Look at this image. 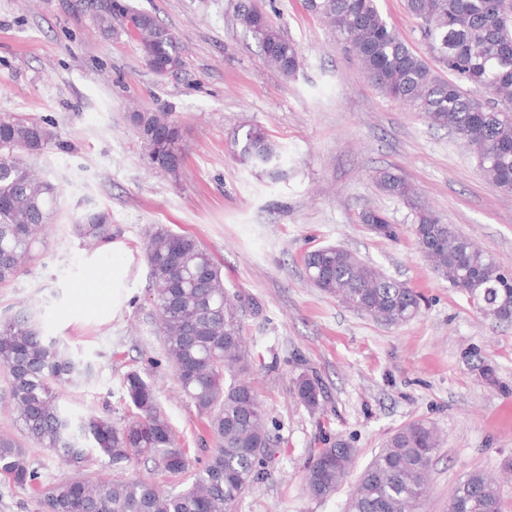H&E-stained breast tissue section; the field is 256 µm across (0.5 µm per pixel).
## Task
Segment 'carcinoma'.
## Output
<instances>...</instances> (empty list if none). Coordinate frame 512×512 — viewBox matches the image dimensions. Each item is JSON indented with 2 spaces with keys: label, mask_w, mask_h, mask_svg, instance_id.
<instances>
[{
  "label": "carcinoma",
  "mask_w": 512,
  "mask_h": 512,
  "mask_svg": "<svg viewBox=\"0 0 512 512\" xmlns=\"http://www.w3.org/2000/svg\"><path fill=\"white\" fill-rule=\"evenodd\" d=\"M305 5L336 32L382 94L455 133L483 176L497 189L512 192V0H406L428 59L387 21L378 0H305ZM120 11L136 16L132 36L155 73L167 75L183 67V45L175 31L149 12L127 4ZM236 16L257 39L269 66L285 76L296 74L297 45L256 10L254 0H238ZM133 123L143 140L155 127L165 130V140L156 144L164 161L152 159L150 164L175 172L182 163L179 129L168 113L139 112ZM53 140L40 122L0 115V283L14 279L21 260L33 257L48 218L59 209V188L24 162V156L41 153ZM235 156L260 175L274 180L284 175L278 147L259 127L248 128L235 141ZM377 184L392 198L409 200L413 195L404 178L388 171L379 174ZM361 222L380 225V235L387 239L400 233L379 210L363 212ZM73 228L90 242L112 235L104 210L82 214ZM412 233L439 276L477 297L487 310L509 316L512 283L490 255L431 209L415 211ZM145 254L166 359L182 391L206 419L215 448L193 468L154 386L137 371L123 378L126 402L136 409L126 424L71 412L60 393L90 379L92 362L47 334L35 312L13 313L0 319V367L9 377L16 421L37 447L55 453L74 470L39 491L40 512H231L238 498L269 475L276 440L246 378L251 360L242 338L241 305L224 286L220 266L196 237L161 224L150 228ZM304 266L321 292L386 325L406 323L420 310L419 295L406 283L383 275L347 249L313 250L305 255ZM294 391L309 410L319 408L322 387L317 379L298 377ZM438 447L435 429L424 420L398 429L359 477L348 512H421ZM93 455L112 474L95 479L80 475ZM134 459L171 478L191 471L192 481L178 492H164L150 480L127 476ZM352 459L353 449L344 442L320 449L306 468L307 492L318 498L333 494ZM0 475L17 486H39L38 470L25 450L4 437ZM459 506L464 512H501L494 482L482 472L466 475L454 487L448 512Z\"/></svg>",
  "instance_id": "1"
}]
</instances>
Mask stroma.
Instances as JSON below:
<instances>
[{"mask_svg": "<svg viewBox=\"0 0 512 512\" xmlns=\"http://www.w3.org/2000/svg\"><path fill=\"white\" fill-rule=\"evenodd\" d=\"M106 2L0 0V114L50 128L54 143L26 163L61 190L33 260L0 283V316L41 311L49 334L94 358V380L65 390L70 410L124 424L133 410L122 380L136 370L154 381L161 410L191 457L213 448L162 346L145 240L150 225L165 224L199 238L225 287L241 297L252 359L247 378L276 439L268 478L232 512H347L365 467L415 420L440 435L422 512H448L455 485L478 470L496 481L502 512H512V474L503 470L512 463V324L485 317L436 275L411 233L416 208L432 209L512 270V193L493 187L453 134L380 93L304 0H255L299 49L291 78L266 64L236 19L237 0H128L183 43L185 65L168 75L145 64L122 21L101 29L97 15ZM159 111L181 132L175 174L150 165L131 121L132 113ZM251 126L282 151L286 178H260L238 163L234 140ZM381 170L412 185L413 203L379 189ZM91 209L110 213L113 240L133 256L129 299L109 322L90 308L67 313L85 275L83 259L95 249L72 224ZM370 209L399 225L398 240L360 223ZM328 245L407 282L420 296L418 315L386 325L314 288L303 257ZM485 366L498 385L482 378ZM301 375L323 388L317 411L294 395ZM0 435L25 448L42 484L66 475L60 458L16 424L1 369ZM339 441L354 450L346 479L329 497L309 495L311 458Z\"/></svg>", "mask_w": 512, "mask_h": 512, "instance_id": "1", "label": "stroma"}]
</instances>
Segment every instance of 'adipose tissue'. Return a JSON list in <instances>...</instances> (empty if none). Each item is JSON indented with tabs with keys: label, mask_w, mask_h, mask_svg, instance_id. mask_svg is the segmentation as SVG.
<instances>
[{
	"label": "adipose tissue",
	"mask_w": 512,
	"mask_h": 512,
	"mask_svg": "<svg viewBox=\"0 0 512 512\" xmlns=\"http://www.w3.org/2000/svg\"><path fill=\"white\" fill-rule=\"evenodd\" d=\"M107 253L113 255L114 262L107 280L102 282L93 277L92 272L97 269L104 254ZM131 263V257L127 256L123 243L119 241L105 243L86 257L85 266L90 275L86 277L82 290L97 298L99 315L118 313L127 302L126 284Z\"/></svg>",
	"instance_id": "adipose-tissue-1"
}]
</instances>
